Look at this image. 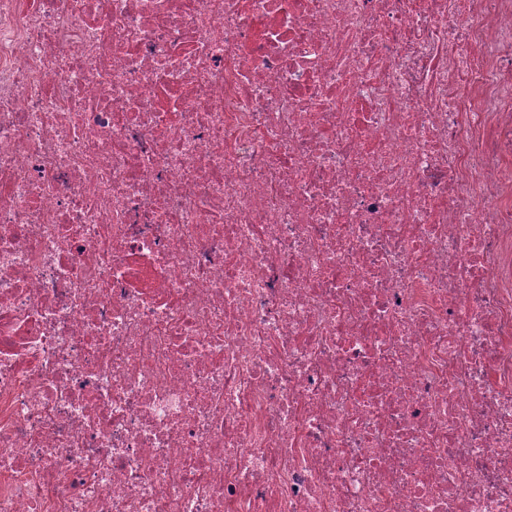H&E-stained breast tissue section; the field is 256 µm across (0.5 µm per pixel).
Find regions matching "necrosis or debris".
Listing matches in <instances>:
<instances>
[{"instance_id": "obj_1", "label": "necrosis or debris", "mask_w": 512, "mask_h": 512, "mask_svg": "<svg viewBox=\"0 0 512 512\" xmlns=\"http://www.w3.org/2000/svg\"><path fill=\"white\" fill-rule=\"evenodd\" d=\"M0 512H512V0H0Z\"/></svg>"}]
</instances>
